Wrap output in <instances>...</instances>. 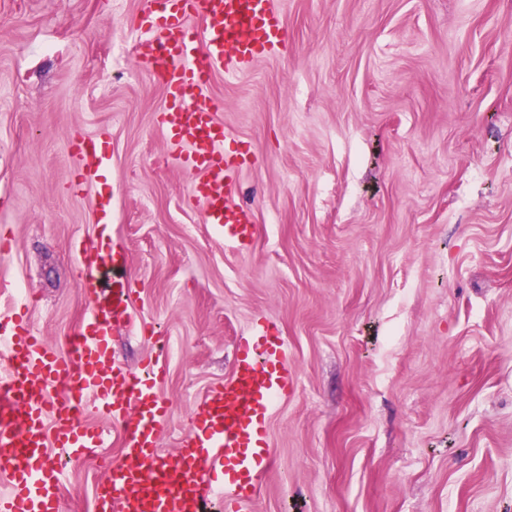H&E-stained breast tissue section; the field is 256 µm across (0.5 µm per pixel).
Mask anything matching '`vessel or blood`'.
I'll list each match as a JSON object with an SVG mask.
<instances>
[{
    "instance_id": "b4317fda",
    "label": "vessel or blood",
    "mask_w": 512,
    "mask_h": 512,
    "mask_svg": "<svg viewBox=\"0 0 512 512\" xmlns=\"http://www.w3.org/2000/svg\"><path fill=\"white\" fill-rule=\"evenodd\" d=\"M197 19L203 30L195 29ZM145 20L137 52L168 94L170 157L195 175L205 223L223 231L225 245L247 249L258 227L228 203L246 158L225 151L227 133L205 91L216 72L236 74L279 54L287 43L282 15L274 0H148ZM71 149L94 172L110 166L94 141L75 140ZM81 255L89 307L66 347L38 336L19 307L0 316V479L7 483L0 512H60L65 476L49 449L77 456L104 444L106 431L81 420L90 401L121 426L123 447L105 467L93 512H204L213 495L225 512H244L273 462L270 416L295 385L284 337L270 321L241 337L231 376L207 391L176 454H162V366L151 362L142 375L112 359V331L131 320L127 255L96 243L83 245Z\"/></svg>"
}]
</instances>
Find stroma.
Instances as JSON below:
<instances>
[{"label":"stroma","instance_id":"stroma-1","mask_svg":"<svg viewBox=\"0 0 512 512\" xmlns=\"http://www.w3.org/2000/svg\"><path fill=\"white\" fill-rule=\"evenodd\" d=\"M275 4L284 51L205 93L249 154L231 202L259 234L240 252L163 161L146 0H0V283L63 347L88 307L80 244L128 251L112 352L165 364L167 453L237 340L275 323L296 383L248 512H512V0ZM78 135L112 161L73 192ZM120 452H56L62 512H92Z\"/></svg>","mask_w":512,"mask_h":512}]
</instances>
